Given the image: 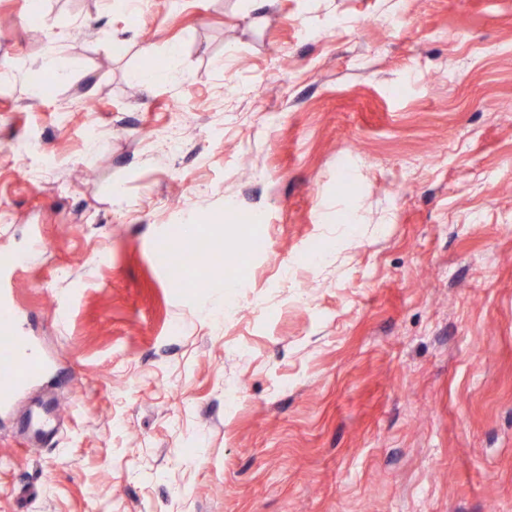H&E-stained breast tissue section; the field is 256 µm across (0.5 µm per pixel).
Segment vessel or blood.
<instances>
[{
  "mask_svg": "<svg viewBox=\"0 0 512 512\" xmlns=\"http://www.w3.org/2000/svg\"><path fill=\"white\" fill-rule=\"evenodd\" d=\"M10 264L0 265V407L10 406L26 387L41 379L48 363L34 345L17 332V317L8 282ZM58 419L55 400L43 399L23 421L21 435L26 446L51 442Z\"/></svg>",
  "mask_w": 512,
  "mask_h": 512,
  "instance_id": "obj_1",
  "label": "vessel or blood"
}]
</instances>
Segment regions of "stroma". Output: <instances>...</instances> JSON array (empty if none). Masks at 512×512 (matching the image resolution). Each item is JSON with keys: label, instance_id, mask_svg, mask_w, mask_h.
Listing matches in <instances>:
<instances>
[{"label": "stroma", "instance_id": "1", "mask_svg": "<svg viewBox=\"0 0 512 512\" xmlns=\"http://www.w3.org/2000/svg\"><path fill=\"white\" fill-rule=\"evenodd\" d=\"M12 255L0 512H512V0H0ZM179 57L178 50L174 47H171L169 51V55L167 57L166 64L159 69L143 72L137 75V78L141 80L142 83L146 85H150L164 79H168L172 76V72L177 65V60ZM185 257L187 259L185 261L186 263L198 261L204 264L209 270V278H220L223 276L225 278L226 276L229 275L231 269L236 268V265H234L232 261L227 259L224 254L223 257H215L211 260L188 254H185ZM10 264L0 269V407L10 406L26 387L41 379L47 361L25 337L18 335L17 317L11 300ZM57 419V402L52 398L43 399L21 426L20 433L28 449L54 439Z\"/></svg>", "mask_w": 512, "mask_h": 512}]
</instances>
